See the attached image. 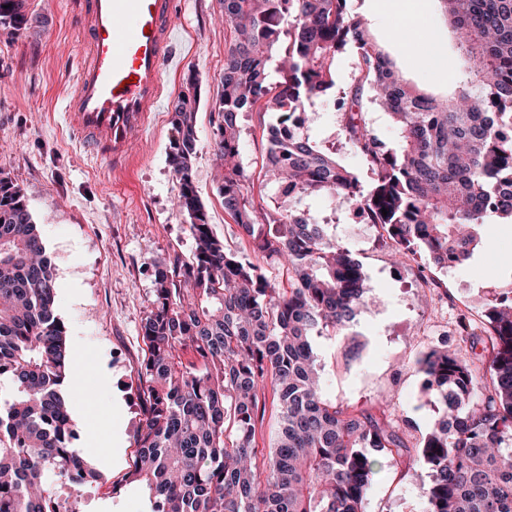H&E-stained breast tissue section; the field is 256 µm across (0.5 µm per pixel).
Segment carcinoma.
Masks as SVG:
<instances>
[{
	"label": "carcinoma",
	"mask_w": 512,
	"mask_h": 512,
	"mask_svg": "<svg viewBox=\"0 0 512 512\" xmlns=\"http://www.w3.org/2000/svg\"><path fill=\"white\" fill-rule=\"evenodd\" d=\"M438 2L458 58L444 97L408 82L352 0H221L230 40L214 131L219 193L254 259L213 235L197 196L191 79L173 105L168 159L194 248L154 263L141 319L143 418L125 478L144 490L149 512H362L377 464L412 459L395 421L322 398L312 337L343 333L369 289L360 262L305 201L364 212L391 257L420 269L461 265L481 226L512 224V0ZM28 21V0H0V27L18 36ZM352 50L356 67L339 91L337 63ZM323 100L368 185L309 124L278 135ZM377 110L397 132L391 146L375 134ZM253 111L269 142L263 206L240 161L239 119ZM266 263L286 268L290 287ZM482 324L486 338L464 323L469 346L434 347L419 361L424 392L443 408L418 447L432 473L425 512H512V288L489 300ZM480 343L489 354L476 352ZM72 375L51 258L20 187L0 170V381L11 383L0 391V512H58L60 486L99 482L73 447ZM269 392L279 419L266 450L256 435Z\"/></svg>",
	"instance_id": "carcinoma-1"
}]
</instances>
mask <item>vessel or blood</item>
Segmentation results:
<instances>
[{
	"mask_svg": "<svg viewBox=\"0 0 512 512\" xmlns=\"http://www.w3.org/2000/svg\"><path fill=\"white\" fill-rule=\"evenodd\" d=\"M175 0H82L66 99L71 136L105 170L122 168L167 96Z\"/></svg>",
	"mask_w": 512,
	"mask_h": 512,
	"instance_id": "b4317fda",
	"label": "vessel or blood"
}]
</instances>
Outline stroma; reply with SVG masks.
Returning a JSON list of instances; mask_svg holds the SVG:
<instances>
[{"mask_svg":"<svg viewBox=\"0 0 512 512\" xmlns=\"http://www.w3.org/2000/svg\"><path fill=\"white\" fill-rule=\"evenodd\" d=\"M78 0H29L33 20L19 38L0 30V169L25 193L51 257L56 309L69 333L74 375L66 391L80 428L81 454L102 481L78 490L81 512H148L144 491L124 476L135 455L142 417L137 390L145 345L141 320L153 298V264L169 253L190 254L189 218L174 204L178 181L168 163L173 128L167 110L153 113L133 159L109 173L70 136L63 106L78 56ZM376 41L408 80L447 94L457 61L450 30L435 0H418L416 15L448 48L440 70L417 63L400 37L395 0H353ZM219 0H176L179 59L166 76L170 99L188 79L200 87L197 154L192 179L214 235L249 254L224 211L214 165L213 125L224 73V25ZM242 158L254 200L265 199L267 135L257 113L241 119ZM347 217L330 225L333 240L361 262L377 306L360 309L346 336L312 343L325 399L399 419L416 443L438 416L420 391L418 361L432 347L460 340L459 321L479 323L494 292L512 280V224L481 226V245L465 265L420 273L416 263L391 264L380 228L349 234ZM422 463L385 465L365 493L363 512H425Z\"/></svg>","mask_w":512,"mask_h":512,"instance_id":"35a3bbf8","label":"stroma"}]
</instances>
